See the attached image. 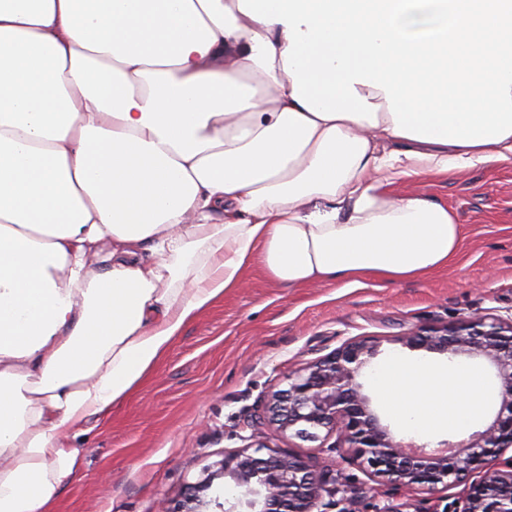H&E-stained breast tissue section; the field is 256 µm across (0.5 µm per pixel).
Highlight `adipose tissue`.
<instances>
[{
  "label": "adipose tissue",
  "instance_id": "obj_1",
  "mask_svg": "<svg viewBox=\"0 0 512 512\" xmlns=\"http://www.w3.org/2000/svg\"><path fill=\"white\" fill-rule=\"evenodd\" d=\"M512 164V0H0V512H51L77 438L259 264L425 278L464 229L403 179ZM412 432L497 386L396 358Z\"/></svg>",
  "mask_w": 512,
  "mask_h": 512
}]
</instances>
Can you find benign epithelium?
Segmentation results:
<instances>
[{"label": "benign epithelium", "instance_id": "obj_1", "mask_svg": "<svg viewBox=\"0 0 512 512\" xmlns=\"http://www.w3.org/2000/svg\"><path fill=\"white\" fill-rule=\"evenodd\" d=\"M402 343L457 357H481L496 372L499 404L482 430L426 450L407 443L382 424L358 378L378 352L366 338L344 342L327 355L288 371V387L273 392L252 427L268 422L281 435L331 441L343 457L367 464L378 481L411 491L456 486L493 460L496 468L469 484L462 506L452 512H512V321L468 316L421 328ZM240 495L207 498L216 479ZM336 479L315 471L301 455L263 443L224 452L216 469L189 487L176 512H326L323 496L336 495Z\"/></svg>", "mask_w": 512, "mask_h": 512}]
</instances>
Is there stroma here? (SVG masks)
<instances>
[{
    "instance_id": "1",
    "label": "stroma",
    "mask_w": 512,
    "mask_h": 512,
    "mask_svg": "<svg viewBox=\"0 0 512 512\" xmlns=\"http://www.w3.org/2000/svg\"><path fill=\"white\" fill-rule=\"evenodd\" d=\"M394 190L448 204L465 238L453 266L398 284H318L285 288L260 267L191 322L147 381L77 440L80 462L53 512H175L188 487L225 451L242 447L261 400L286 388L289 368L316 360L356 337L379 340L359 381L382 423L400 430L371 383V371L395 357L435 361L401 339L479 313L512 318V165H489L444 178L403 180ZM270 447L307 457L314 469L364 493L355 512L460 501L465 485L411 492L376 484L368 466L317 443L260 429Z\"/></svg>"
}]
</instances>
